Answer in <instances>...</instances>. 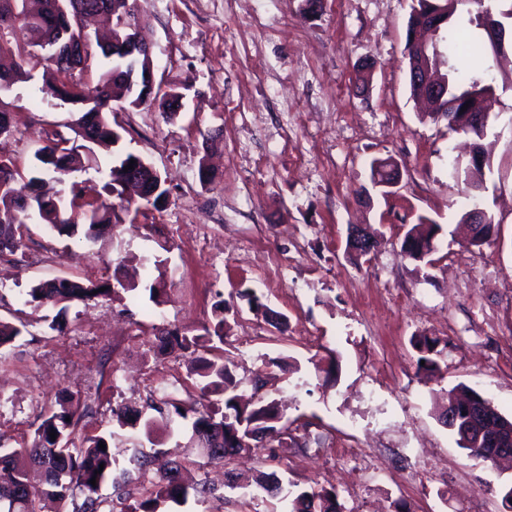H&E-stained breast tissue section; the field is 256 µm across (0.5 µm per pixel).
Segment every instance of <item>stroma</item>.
<instances>
[{
  "instance_id": "stroma-1",
  "label": "stroma",
  "mask_w": 512,
  "mask_h": 512,
  "mask_svg": "<svg viewBox=\"0 0 512 512\" xmlns=\"http://www.w3.org/2000/svg\"><path fill=\"white\" fill-rule=\"evenodd\" d=\"M411 5L325 0L309 17L303 0H142L155 76L184 92L183 109L169 120L155 106L114 113L119 143L88 157L79 177L101 193L115 159L133 153L170 193L160 209L123 214L97 241H63L34 224L26 265L0 255V318L25 325L0 347V446L28 443L71 392L88 407L80 435L112 433V452L125 459L144 434L114 429L113 405L184 381L182 360L159 353L155 338L202 334L221 293L239 311L225 360L241 379L265 368L262 395L280 399L294 436L308 441L278 467L282 479L335 487L344 512H395L400 503L408 512H512L501 494L512 464L469 456L437 413L441 389L463 383L512 418V88L492 106L477 189L498 234L473 247L458 223L470 178L464 137L410 93ZM365 61L375 69L357 95ZM41 75L34 69L30 81L0 91L14 125L0 136V156L23 174L45 136L67 133L78 117L76 106L41 98ZM210 135L217 149L204 182ZM375 158L402 168L385 196L371 188ZM421 215L441 226L426 276L401 254ZM352 224L377 232L370 259L348 258ZM134 269L136 290L72 303L62 335L47 328L55 309L25 302L30 285L53 276L102 282ZM159 274L167 296L158 305L149 288ZM246 288L286 316L284 331L237 298ZM421 333L447 341L444 377L418 372L410 339ZM152 440L218 487L184 512H285L224 484L225 472L263 467L266 449L199 469L191 424L174 414L156 417Z\"/></svg>"
}]
</instances>
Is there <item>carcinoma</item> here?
<instances>
[{"label": "carcinoma", "instance_id": "1", "mask_svg": "<svg viewBox=\"0 0 512 512\" xmlns=\"http://www.w3.org/2000/svg\"><path fill=\"white\" fill-rule=\"evenodd\" d=\"M40 7L27 9V0H0V77L10 76L19 82L31 79V71L42 66V84L38 92L42 98L79 107L82 115L76 120L74 133L79 143L57 134L48 135L45 145L35 153L36 164L27 177L12 174L11 180H0V245L11 255L25 258V239L28 224L37 220L60 236L71 237L82 233L88 240L97 239L104 230L121 222L112 205L100 199H87L81 182L74 174L85 170L86 152L93 148L108 149L119 134L108 121V114L116 111L112 101L116 90L126 87L119 81V62L112 59V45L100 47L102 62L96 83L92 86L73 80L74 68L61 60L45 57L41 60L31 55L32 49L51 44L55 28L49 0H38ZM98 0H69L70 10L63 24L74 34H81L83 18L92 12ZM478 0H416L412 8L407 32H412L418 22V12L435 9L439 4L448 5L442 31L448 33V93L450 101L473 102L472 95L479 89L484 92L498 89L495 78L483 67L463 69L460 60L477 58L484 47L481 12H472L469 5ZM132 154L120 159L109 170L108 192L118 191L121 207L128 212L142 209H159L168 195V189L155 192L148 181L131 176L124 171ZM68 181L67 195L50 197L42 193L41 183L47 172ZM441 226L426 216H420L410 225L401 243V251L411 261L426 269L432 265L427 253L435 251V239ZM106 290H101V287ZM135 290L131 285L115 288L110 282L85 284L67 278L38 282L27 291L28 302L35 307H60L65 310L74 300L88 301L99 297H118ZM253 311L263 313L275 328L285 325L284 315L269 309L261 298L250 289L238 292ZM235 307L224 304L223 294L213 306V318L196 336H160V348L176 347L186 367L191 391L181 400L164 395L160 401L153 399L146 407L164 414L170 410L185 421L191 422L193 434L208 445L206 463L222 466L226 459L252 450L260 443H267L281 454L296 452L300 445L288 436V423H275L279 415L276 400L258 395V382L263 370H258L253 382V393L247 403L241 402L243 381L236 378L224 361L219 346L224 344V330L228 316ZM437 337L421 334L412 338L417 352L418 369L435 373L441 371L443 350ZM450 409L455 402L474 400L488 410L495 420L503 421L512 431V419L498 412L491 400L480 392L457 385L446 392ZM84 417L80 400L71 396L60 409L45 415L34 430L31 443L19 448L0 447V503L7 505L6 512H114L112 501L102 497L101 487L110 482L116 498H131V486L150 472L154 454L135 446L127 460L120 463L112 453L109 439L104 435L77 437V428ZM142 411L130 402L112 407V421L120 427H135ZM57 433L51 439L49 432ZM105 448H100V444ZM33 467L43 470L42 486L30 482L28 474ZM100 474H95L96 470ZM186 465L174 463L158 472L152 489L126 506L124 512H172L170 504L184 505L192 498L205 502L215 494L207 479L192 484L183 480ZM96 484H90L91 479ZM230 488L242 489V495L254 497L264 491L272 498L282 497L288 502L289 512H340L335 489L317 485L288 489L283 486L277 472L257 471L251 481L232 484Z\"/></svg>", "mask_w": 512, "mask_h": 512}]
</instances>
